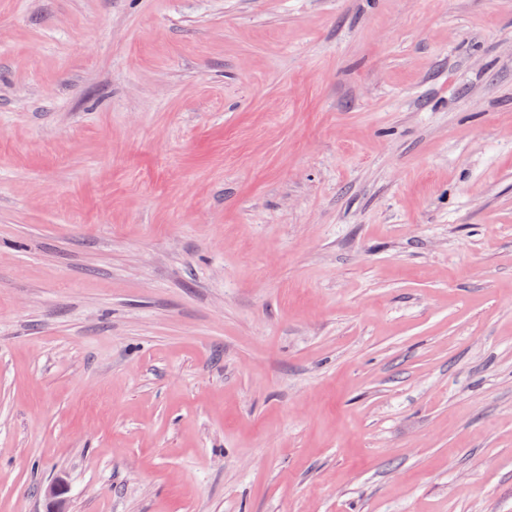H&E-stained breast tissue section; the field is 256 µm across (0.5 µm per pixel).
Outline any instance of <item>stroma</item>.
<instances>
[{
  "mask_svg": "<svg viewBox=\"0 0 512 512\" xmlns=\"http://www.w3.org/2000/svg\"><path fill=\"white\" fill-rule=\"evenodd\" d=\"M512 512V0H0V512Z\"/></svg>",
  "mask_w": 512,
  "mask_h": 512,
  "instance_id": "obj_1",
  "label": "stroma"
}]
</instances>
